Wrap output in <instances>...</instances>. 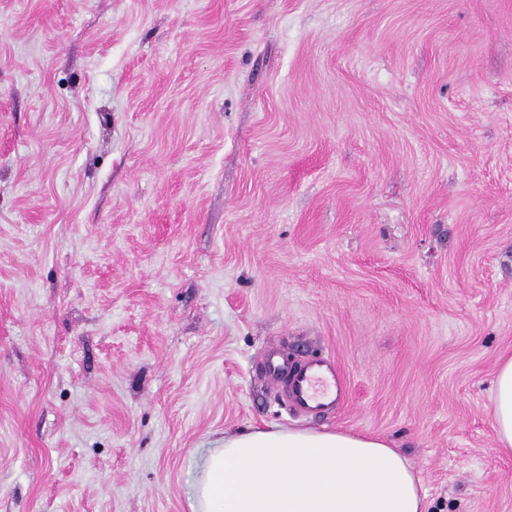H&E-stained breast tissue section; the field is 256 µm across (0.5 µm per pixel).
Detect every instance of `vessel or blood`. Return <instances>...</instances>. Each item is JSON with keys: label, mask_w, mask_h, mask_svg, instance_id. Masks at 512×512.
Masks as SVG:
<instances>
[{"label": "vessel or blood", "mask_w": 512, "mask_h": 512, "mask_svg": "<svg viewBox=\"0 0 512 512\" xmlns=\"http://www.w3.org/2000/svg\"><path fill=\"white\" fill-rule=\"evenodd\" d=\"M266 375L289 393L303 413L318 414L347 398V383L338 365L331 361H309L289 368L287 359H269Z\"/></svg>", "instance_id": "b4317fda"}]
</instances>
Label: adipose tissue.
<instances>
[{
  "instance_id": "obj_1",
  "label": "adipose tissue",
  "mask_w": 512,
  "mask_h": 512,
  "mask_svg": "<svg viewBox=\"0 0 512 512\" xmlns=\"http://www.w3.org/2000/svg\"><path fill=\"white\" fill-rule=\"evenodd\" d=\"M498 450L512 454V354L493 384ZM193 512H427L421 478L388 439L312 428L258 429L208 451Z\"/></svg>"
}]
</instances>
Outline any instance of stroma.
Segmentation results:
<instances>
[{
	"instance_id": "stroma-1",
	"label": "stroma",
	"mask_w": 512,
	"mask_h": 512,
	"mask_svg": "<svg viewBox=\"0 0 512 512\" xmlns=\"http://www.w3.org/2000/svg\"><path fill=\"white\" fill-rule=\"evenodd\" d=\"M328 357L322 416L264 380ZM512 0H0V512H192L251 428L512 512ZM492 416L498 451L512 454V354L499 357L493 384Z\"/></svg>"
}]
</instances>
